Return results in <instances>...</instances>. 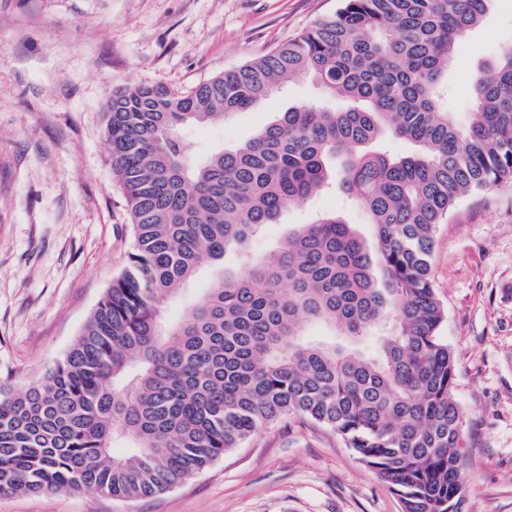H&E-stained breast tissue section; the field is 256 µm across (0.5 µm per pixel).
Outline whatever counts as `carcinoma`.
<instances>
[{
	"label": "carcinoma",
	"instance_id": "obj_1",
	"mask_svg": "<svg viewBox=\"0 0 512 512\" xmlns=\"http://www.w3.org/2000/svg\"><path fill=\"white\" fill-rule=\"evenodd\" d=\"M493 2L341 0L189 89L113 90L109 158L133 249L65 356L23 391L0 387V494L136 501L298 417L335 433L402 512H462L463 415L430 256L461 198L512 184V45L471 75L465 126L445 96L455 49ZM298 77L342 107L293 105L203 159L184 138ZM392 140L413 151L382 148ZM329 185L367 213L372 241L331 211L245 255L260 227ZM205 264L211 287L168 320L164 303ZM316 324L328 339L307 335Z\"/></svg>",
	"mask_w": 512,
	"mask_h": 512
}]
</instances>
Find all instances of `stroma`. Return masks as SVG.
Returning a JSON list of instances; mask_svg holds the SVG:
<instances>
[{
    "instance_id": "stroma-1",
    "label": "stroma",
    "mask_w": 512,
    "mask_h": 512,
    "mask_svg": "<svg viewBox=\"0 0 512 512\" xmlns=\"http://www.w3.org/2000/svg\"><path fill=\"white\" fill-rule=\"evenodd\" d=\"M338 0H0V384L21 390L74 344L132 249L102 102L112 89H188L260 57ZM512 44L497 0L448 68V109L473 110L469 76ZM299 79L221 124L187 127L200 153L232 149L279 112L321 99ZM333 192L290 207L253 237L340 208ZM456 360L463 512H512V187L462 198L431 256ZM0 512H402L334 433L282 420L169 491L134 502L90 491L0 494Z\"/></svg>"
}]
</instances>
